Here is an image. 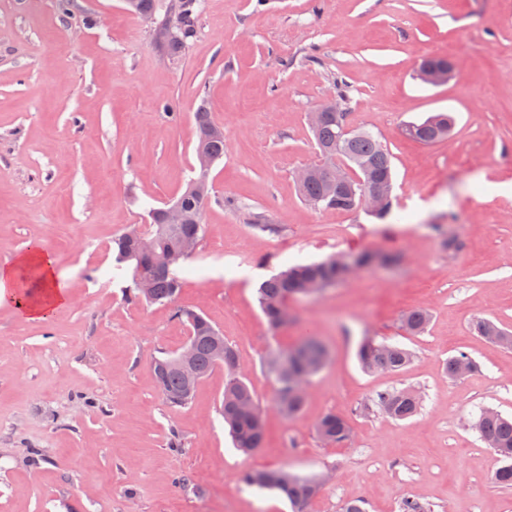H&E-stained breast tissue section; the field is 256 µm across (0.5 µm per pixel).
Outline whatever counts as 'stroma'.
Returning <instances> with one entry per match:
<instances>
[{"label": "stroma", "instance_id": "35a3bbf8", "mask_svg": "<svg viewBox=\"0 0 512 512\" xmlns=\"http://www.w3.org/2000/svg\"><path fill=\"white\" fill-rule=\"evenodd\" d=\"M427 56L454 77L414 78ZM343 84L348 123L377 134L394 169V213L317 210L297 171L317 159L308 114ZM224 127L211 202L193 257L177 268L174 303L149 305L112 241L147 228L150 211L196 175L195 111ZM457 117L452 138L424 145L403 126ZM263 216L265 227L252 216ZM56 259L71 302L44 322L0 305V512H292L243 485L250 469L288 467L323 486L308 512H400L415 495L431 512H512L495 483L501 458L472 429L483 409L512 417V347L474 329L512 330V0H199L180 56L162 52L123 0H0V265L30 242ZM389 251L318 296L289 301L270 329L255 296L288 266L343 252ZM203 314L231 344L266 414L264 444L232 445L219 407L224 371L181 409L151 372ZM428 311L418 335L402 315ZM411 351L400 372H364L361 336ZM320 338L329 350L303 410L284 418L269 350ZM475 368L449 378L448 357ZM415 388L422 407L394 421L380 392ZM348 419L338 446L315 431ZM319 438L325 442L343 444L350 440V429L347 421L334 413L322 416L315 426Z\"/></svg>", "mask_w": 512, "mask_h": 512}]
</instances>
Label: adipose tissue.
Listing matches in <instances>:
<instances>
[{
	"mask_svg": "<svg viewBox=\"0 0 512 512\" xmlns=\"http://www.w3.org/2000/svg\"><path fill=\"white\" fill-rule=\"evenodd\" d=\"M70 301L67 286L56 274V260L39 243H30L11 264L0 266V303L21 318L44 321Z\"/></svg>",
	"mask_w": 512,
	"mask_h": 512,
	"instance_id": "adipose-tissue-1",
	"label": "adipose tissue"
}]
</instances>
